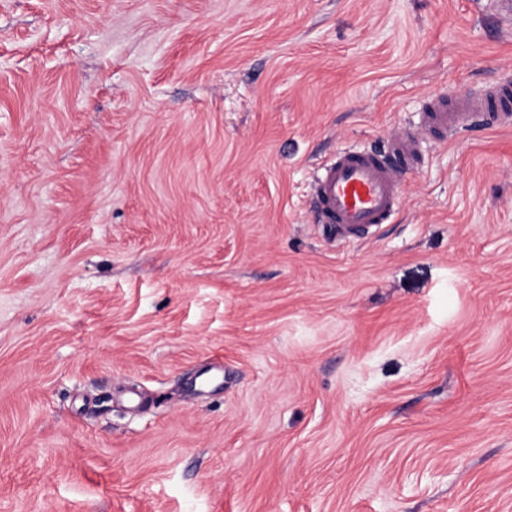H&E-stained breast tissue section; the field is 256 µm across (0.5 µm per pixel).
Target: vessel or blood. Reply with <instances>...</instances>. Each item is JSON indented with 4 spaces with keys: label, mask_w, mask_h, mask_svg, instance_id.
<instances>
[{
    "label": "vessel or blood",
    "mask_w": 512,
    "mask_h": 512,
    "mask_svg": "<svg viewBox=\"0 0 512 512\" xmlns=\"http://www.w3.org/2000/svg\"><path fill=\"white\" fill-rule=\"evenodd\" d=\"M512 86L502 84L480 95L463 94L451 101L432 100L420 123L431 131L456 133L475 124L508 126L512 112L504 104ZM422 150L410 131L392 137L385 150L348 147L316 169L309 205L317 223L332 226L338 238L364 237L389 222L400 200L404 169Z\"/></svg>",
    "instance_id": "obj_1"
}]
</instances>
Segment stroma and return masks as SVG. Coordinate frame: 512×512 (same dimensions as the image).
<instances>
[{
	"label": "stroma",
	"instance_id": "obj_1",
	"mask_svg": "<svg viewBox=\"0 0 512 512\" xmlns=\"http://www.w3.org/2000/svg\"><path fill=\"white\" fill-rule=\"evenodd\" d=\"M505 80L487 0H0V512H512V127L308 204ZM421 150L420 139L404 131L392 137L383 151L359 147L340 151L314 173L309 205L316 222L331 225L341 240L362 238L387 224L399 205L405 166L413 167Z\"/></svg>",
	"mask_w": 512,
	"mask_h": 512
}]
</instances>
